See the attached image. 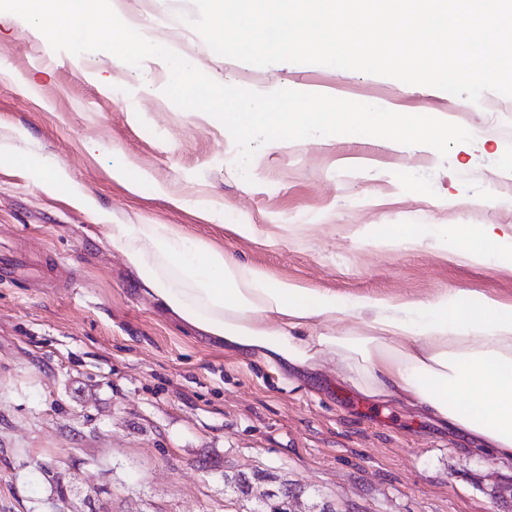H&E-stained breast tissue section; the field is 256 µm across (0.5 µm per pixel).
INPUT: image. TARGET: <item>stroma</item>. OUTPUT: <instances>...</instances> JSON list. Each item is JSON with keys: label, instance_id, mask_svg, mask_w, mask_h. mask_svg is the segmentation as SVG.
Wrapping results in <instances>:
<instances>
[{"label": "stroma", "instance_id": "1", "mask_svg": "<svg viewBox=\"0 0 512 512\" xmlns=\"http://www.w3.org/2000/svg\"><path fill=\"white\" fill-rule=\"evenodd\" d=\"M117 8L159 36L196 15L192 0ZM184 33L213 80L430 112L474 140L444 157L357 134L264 145L247 182L229 132L174 105L161 67L77 58L1 27L0 260L17 270L0 274V512H252L230 482L241 473L301 482L303 512H512V462L423 409L357 391L335 363L291 374L240 356L144 295L104 231L175 224L270 282L342 299L456 288L511 307L512 259L463 257L455 230H512V98L254 66ZM43 170L73 192L51 190ZM406 224L421 225L417 243L401 241Z\"/></svg>", "mask_w": 512, "mask_h": 512}]
</instances>
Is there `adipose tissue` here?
Here are the masks:
<instances>
[{
  "instance_id": "ef3b65f1",
  "label": "adipose tissue",
  "mask_w": 512,
  "mask_h": 512,
  "mask_svg": "<svg viewBox=\"0 0 512 512\" xmlns=\"http://www.w3.org/2000/svg\"><path fill=\"white\" fill-rule=\"evenodd\" d=\"M145 294L193 328L288 370L337 362L359 391L399 397L512 459V307L458 290L421 302L339 299L267 275L173 224H110ZM346 326L330 329L331 321Z\"/></svg>"
}]
</instances>
